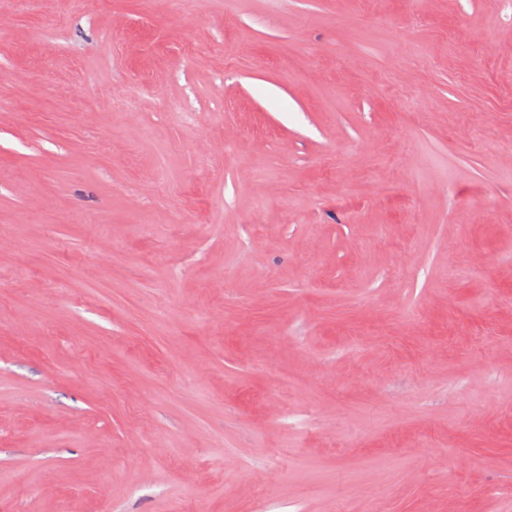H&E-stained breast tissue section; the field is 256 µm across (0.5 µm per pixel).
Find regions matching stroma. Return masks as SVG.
I'll return each mask as SVG.
<instances>
[{"label":"stroma","mask_w":512,"mask_h":512,"mask_svg":"<svg viewBox=\"0 0 512 512\" xmlns=\"http://www.w3.org/2000/svg\"><path fill=\"white\" fill-rule=\"evenodd\" d=\"M0 16V512H512V0Z\"/></svg>","instance_id":"35a3bbf8"}]
</instances>
